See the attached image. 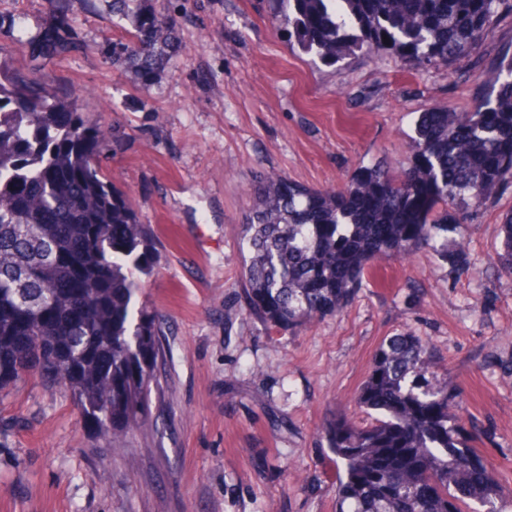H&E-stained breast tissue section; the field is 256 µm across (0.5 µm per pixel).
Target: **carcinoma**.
I'll list each match as a JSON object with an SVG mask.
<instances>
[{
	"mask_svg": "<svg viewBox=\"0 0 512 512\" xmlns=\"http://www.w3.org/2000/svg\"><path fill=\"white\" fill-rule=\"evenodd\" d=\"M43 51L64 47L65 0ZM288 42L312 63L388 54L417 74L453 68L496 38L512 0H272ZM165 21L147 17L112 46V65L144 82L171 56ZM389 42H384L383 38ZM464 111L419 113L413 160L397 175L361 166L338 189H311L278 172L256 176L244 224L245 306L270 329L299 332L349 305L374 263L419 251L459 264L470 229L512 188V41L485 58ZM75 90L0 69V393L36 375L63 387L103 446L151 426L163 394L156 315L138 304L154 269L151 230L128 194L101 172V130L72 105ZM64 224L69 235L56 234ZM494 265L512 275V209L489 226ZM440 357L408 332L384 338L357 404L323 428L341 468L335 512H501L503 493L459 413V392L436 379Z\"/></svg>",
	"mask_w": 512,
	"mask_h": 512,
	"instance_id": "1",
	"label": "carcinoma"
}]
</instances>
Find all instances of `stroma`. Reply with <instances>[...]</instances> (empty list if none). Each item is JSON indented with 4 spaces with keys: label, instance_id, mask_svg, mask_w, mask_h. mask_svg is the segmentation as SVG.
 <instances>
[{
    "label": "stroma",
    "instance_id": "1",
    "mask_svg": "<svg viewBox=\"0 0 512 512\" xmlns=\"http://www.w3.org/2000/svg\"><path fill=\"white\" fill-rule=\"evenodd\" d=\"M111 0H70L64 49L17 48L55 24L48 0H0V65L83 89L76 106L105 131L100 165L154 234L142 301L165 348L153 428L123 454L84 426L66 389L28 377L0 398V512H333L338 471L322 437L353 398L380 341L407 331L443 359L474 448L512 512V276L489 265L482 211L465 270L428 253L377 262L349 306L307 330L267 329L241 298L239 231L255 172L307 188L359 166L410 157L418 112L465 109L477 70L411 75L387 55L312 64L289 45L268 0H142L170 14L180 50L143 82L112 65L135 20Z\"/></svg>",
    "mask_w": 512,
    "mask_h": 512
}]
</instances>
